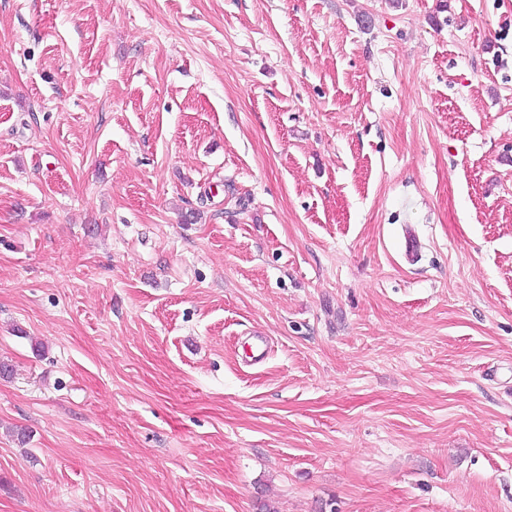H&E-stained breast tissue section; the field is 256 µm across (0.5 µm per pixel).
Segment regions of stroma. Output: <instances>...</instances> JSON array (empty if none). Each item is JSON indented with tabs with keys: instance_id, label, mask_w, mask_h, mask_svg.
Returning <instances> with one entry per match:
<instances>
[{
	"instance_id": "35a3bbf8",
	"label": "stroma",
	"mask_w": 512,
	"mask_h": 512,
	"mask_svg": "<svg viewBox=\"0 0 512 512\" xmlns=\"http://www.w3.org/2000/svg\"><path fill=\"white\" fill-rule=\"evenodd\" d=\"M0 361V512H512V0H0Z\"/></svg>"
}]
</instances>
